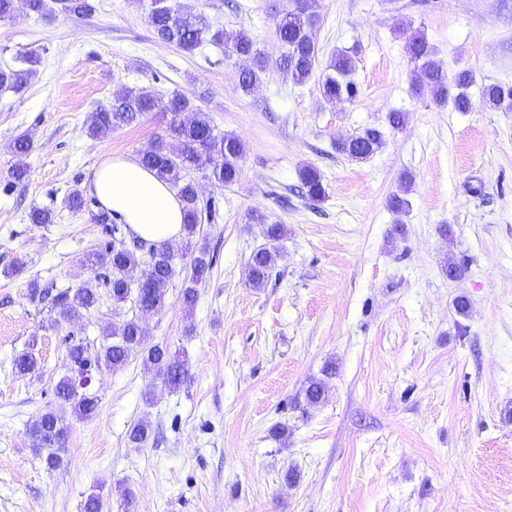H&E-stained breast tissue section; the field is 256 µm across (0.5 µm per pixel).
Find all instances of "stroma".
<instances>
[{"instance_id":"stroma-1","label":"stroma","mask_w":512,"mask_h":512,"mask_svg":"<svg viewBox=\"0 0 512 512\" xmlns=\"http://www.w3.org/2000/svg\"><path fill=\"white\" fill-rule=\"evenodd\" d=\"M188 2L280 55L273 22L288 0ZM93 4L79 18L22 6L0 22V68L33 49L41 57L22 92L0 93V512H83L93 493L103 512H512V112L482 104L485 85H512V0H310L320 63L356 55L359 96L342 104L322 99L317 78L298 84L274 69L244 93V62L223 48L189 54L160 41L139 0ZM418 32L448 73L473 70L471 111L414 93L405 45ZM123 89L185 94L244 154L233 186L198 181L216 213L196 236L213 265L193 310L182 305L181 259L165 308L143 318L149 343L185 355L188 379L169 392L139 355L99 373L97 412L68 415L51 470L26 427L68 370L64 334L96 346L108 323L136 312L113 306L102 271L81 264L107 240L94 196L78 211L66 204L104 160L138 157L170 121L150 112L89 137L92 114ZM395 110L407 114L399 131L387 127ZM368 126L386 130L369 159L337 153V139ZM22 134L34 148L18 158ZM18 163L28 170L19 183ZM307 164L322 176V201L296 192ZM404 173L399 216L388 199ZM36 206L52 208L53 223H31ZM254 209L287 228L260 288L247 281L265 243L248 221ZM449 258L466 265L462 279L448 278ZM33 280L90 282L100 301L54 329L49 309L29 300ZM28 350L38 364L22 375L13 359ZM312 379L325 380L327 399L307 410L298 396ZM141 420L150 439L130 447ZM278 425L287 435L274 436Z\"/></svg>"}]
</instances>
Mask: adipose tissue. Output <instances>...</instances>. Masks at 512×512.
<instances>
[{"label": "adipose tissue", "mask_w": 512, "mask_h": 512, "mask_svg": "<svg viewBox=\"0 0 512 512\" xmlns=\"http://www.w3.org/2000/svg\"><path fill=\"white\" fill-rule=\"evenodd\" d=\"M92 188L100 204L141 240L161 244L182 235L179 199L165 181L138 162L124 157L106 159L93 174Z\"/></svg>", "instance_id": "1"}]
</instances>
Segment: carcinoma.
<instances>
[{
    "label": "carcinoma",
    "instance_id": "carcinoma-1",
    "mask_svg": "<svg viewBox=\"0 0 512 512\" xmlns=\"http://www.w3.org/2000/svg\"><path fill=\"white\" fill-rule=\"evenodd\" d=\"M62 10L76 17L93 10L91 0H60ZM146 20L158 39L172 43L179 49L194 53L205 43L224 46V53L252 60V66L239 73L238 84L242 91L250 92L268 70L267 60L254 49L253 40L244 32L230 34L214 25L201 11L180 0H147ZM318 17L308 11V0H290L288 9L276 16L275 35L282 52L276 60V68L290 74L297 83H303L315 72L319 64V50L313 37ZM406 51L414 69L411 85L414 92L429 90L440 104H450L458 112H468L473 104L467 93L474 79L473 72L462 69L448 75L435 58L433 46L422 34L413 36ZM27 67L22 69L0 68V91H21L37 74L40 55L36 51L24 58ZM355 57L339 52L331 56L321 69L318 85L322 96L331 103H351L358 96V86L353 78ZM483 105L489 109L512 111V86L491 83L483 88ZM167 112L170 122L156 138L151 148L141 154V164L154 171L176 191L183 204V229L185 238L192 240L199 233L202 220L210 219L211 205L202 204L198 187L193 178L197 172L211 182L224 187L238 181V161L244 153L242 141L234 134L220 133L210 114L195 105L186 95L175 92L162 98L152 94L122 90L113 96L109 108L93 114L87 126L89 136L103 139L112 132L137 122L148 112ZM383 129L370 126L351 138L336 143V151L348 158L363 162L382 145ZM299 180L308 199L319 202L326 196L321 175L312 166L299 169ZM250 220L263 225L266 239L264 246L249 257L247 277L249 284L260 288L269 279L276 262L277 243L286 235L285 225L269 221L267 215L253 211ZM177 256L169 245L142 246L136 250L115 241L87 254L86 262L93 269L105 270L104 284L108 288L112 304L121 306L133 301L136 308H150L156 312L165 307ZM140 268L147 276L146 287L133 288L129 273ZM188 285L182 290L183 304L193 310L197 300L196 285L210 274L212 258L204 246H196L189 261ZM29 300L46 304L54 313L51 326L58 327L90 312L98 302V293L87 284L80 288H44L36 281L30 283ZM68 372L55 385L57 408L49 409L32 419L26 428L31 445L47 467L54 469L63 461L69 440L70 426L60 410L70 406L77 416L92 417L99 405V397L93 384L82 387L78 377L84 373H100L105 369L124 367L131 356L140 354L154 375L161 379L170 391L180 389L188 378V363L173 354L166 345L148 342V332L137 316L123 318L103 330L100 346L91 348L82 338H65ZM13 366L20 374L33 372L37 359L26 351L13 359ZM304 404L315 408L326 400V385L312 380L303 391ZM150 426L144 421L134 425L128 435L134 448H141L149 438Z\"/></svg>",
    "mask_w": 512,
    "mask_h": 512
}]
</instances>
